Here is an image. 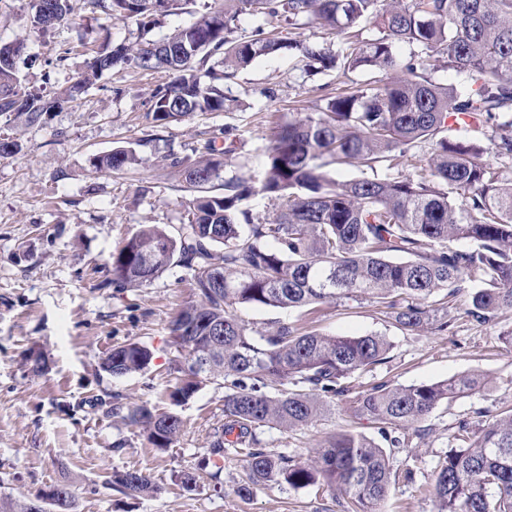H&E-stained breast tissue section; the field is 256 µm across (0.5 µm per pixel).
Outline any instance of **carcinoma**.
<instances>
[{"label": "carcinoma", "instance_id": "cac0c4a2", "mask_svg": "<svg viewBox=\"0 0 512 512\" xmlns=\"http://www.w3.org/2000/svg\"><path fill=\"white\" fill-rule=\"evenodd\" d=\"M32 26L47 31L69 18L71 0H43ZM110 19L134 20L140 43L115 44L84 62L59 95L35 88L20 75L13 44L0 45V116L30 126L76 100L91 79L120 67L164 72L148 101L144 137L195 115L231 112L237 100L224 87L253 60L286 51L308 67L347 74L359 67L401 74L381 86L339 93L325 111L299 113L272 128L262 150V178L248 186L237 176L230 151L208 139L193 148L198 159L168 153L164 164L183 172L190 198L188 223L170 234L144 226L111 253L109 283L147 286L176 264L187 270L195 297L170 324L181 353L172 401L205 383L224 385V426L211 454L246 451L251 487L311 486L340 490L351 512H383L393 472L386 449L361 432L333 434L305 458L266 448L267 429L304 428L334 400L352 398L356 416L375 425L391 448H404L429 429L421 423L444 401L476 393L486 377L470 372L409 386L376 384L352 395L351 378L389 362L383 336H336L294 321L253 329L239 305L313 314L324 303L368 299L398 326L427 325L443 332L439 312L466 293L465 313L480 325L512 308V178L489 163L480 146L448 137L495 125L497 154L512 159V0H213L195 21L160 40L148 38L159 18L190 0H90ZM242 14L259 22L254 34L234 35ZM284 17L309 20L340 37V45L307 43L265 26ZM372 24L379 36L364 40L356 28ZM414 47L400 64L396 46ZM446 58L466 78L457 88L426 75L429 58ZM429 144L426 164L393 176L409 152ZM135 149L119 147L90 160L97 172L139 164ZM365 167L373 176L336 180L325 168ZM278 201L273 220L256 223L242 202L252 195ZM151 349L139 342L113 347L100 363L117 378L145 371ZM192 361L198 369L185 370ZM109 396L108 412L142 428L147 441L167 448L181 418L147 404L127 407ZM112 483L151 496L158 488L138 470L116 471ZM431 493L436 512H512V408L478 413L448 435ZM30 498L0 494V512H32Z\"/></svg>", "mask_w": 512, "mask_h": 512}]
</instances>
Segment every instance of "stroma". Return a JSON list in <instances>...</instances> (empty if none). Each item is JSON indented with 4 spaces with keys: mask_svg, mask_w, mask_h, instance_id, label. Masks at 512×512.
<instances>
[{
    "mask_svg": "<svg viewBox=\"0 0 512 512\" xmlns=\"http://www.w3.org/2000/svg\"><path fill=\"white\" fill-rule=\"evenodd\" d=\"M37 0H0V43L24 40L39 62L25 70L28 83H42L51 63L50 93L69 86L90 51L104 39L137 42L135 23L110 25L88 0H76L72 16L47 32L31 25ZM63 66H56L57 58ZM386 72L363 67L337 77L335 71L303 70L296 56L256 58L225 86L239 102L236 111L194 116L161 131L157 141L139 139L147 124V102L162 76L114 69L87 93L50 114L45 123L22 126L0 117V137L18 140L19 153L0 157V486L16 497L68 480L75 512H347L346 496L317 488H254L241 449L228 448L219 478L199 468L224 423V388L203 385L190 399L171 404V364L179 355L169 323L192 299L184 270L171 266L151 285H109L112 250L144 224L177 233L187 223L188 193L181 174L159 165L168 152L191 154L205 140L232 151L227 175L243 179L260 172L261 149L271 127L296 112L324 111L328 98L379 80ZM119 146L135 147L142 159L124 173L93 172L89 160ZM312 327L326 334L386 337L392 360L355 375V391L376 382L409 386L471 371L485 372L486 388L439 406L427 418L428 435L405 448L390 449L396 474L384 512H435L430 488L435 468L448 450V436L477 411L497 413L512 406V348L499 335L512 329V308L479 325L464 317L461 300L448 306V329L411 333L400 329L368 300L321 306ZM138 341L149 346L145 372L115 378L100 368L112 347ZM42 354L46 368L32 371ZM121 395L124 405L147 402L178 414L183 431L166 449L153 447L139 428L107 415L97 404L104 394ZM355 428L370 439L378 433L366 421L336 405L308 427L266 430L269 449L294 454L332 433ZM413 480H405V469ZM135 469L157 486L139 496L113 486L117 471ZM196 481L183 485L185 476Z\"/></svg>",
    "mask_w": 512,
    "mask_h": 512,
    "instance_id": "stroma-1",
    "label": "stroma"
}]
</instances>
